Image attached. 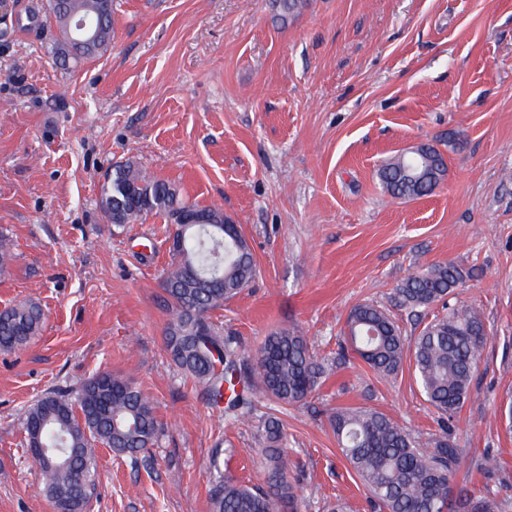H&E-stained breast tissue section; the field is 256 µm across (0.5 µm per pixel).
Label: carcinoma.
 Listing matches in <instances>:
<instances>
[{
	"mask_svg": "<svg viewBox=\"0 0 512 512\" xmlns=\"http://www.w3.org/2000/svg\"><path fill=\"white\" fill-rule=\"evenodd\" d=\"M55 21L67 27L73 14H91L96 39L78 50L66 47L59 59L79 62L107 51L112 42L113 9L97 14L99 0H56ZM307 0H276L284 22L298 15ZM447 172L443 153L421 143L412 155L398 154L379 172L386 191L400 199L431 194ZM101 203L110 223L131 224L149 214L175 226L172 267L162 282L173 317L165 329V348L174 364L214 406L251 413L248 394L293 406L321 379L349 358H359L379 377L391 379L412 354L414 373L425 400L450 424L470 398L472 380L487 331L475 307L450 303L466 273L448 261L409 274L396 288L399 307L424 327L413 341L384 308L359 303L347 314L345 342L333 359L320 358L294 330L266 337L250 368L240 364L239 345L212 321V313L247 288L256 275L250 244L240 225L216 207L187 203L172 183L152 177L136 164L112 167L101 186ZM194 215L200 224H184ZM437 314L424 322L428 311ZM42 309L31 301L0 310V350L25 346L38 334ZM342 456L369 492L379 512H512V500L482 491L451 492L460 451L443 436L424 441L386 414L366 407L336 409L330 418ZM161 429L153 403L129 379L110 372L88 379L76 393H49L26 414L24 430L31 447L57 448L60 461L47 463L33 454L41 489L55 512H84L94 489V445L138 462ZM267 485L244 486L222 474L210 490L211 512H294L297 494L286 479L283 425L275 417L261 425Z\"/></svg>",
	"mask_w": 512,
	"mask_h": 512,
	"instance_id": "cac0c4a2",
	"label": "carcinoma"
}]
</instances>
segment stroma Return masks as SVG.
<instances>
[{"instance_id":"1","label":"stroma","mask_w":512,"mask_h":512,"mask_svg":"<svg viewBox=\"0 0 512 512\" xmlns=\"http://www.w3.org/2000/svg\"><path fill=\"white\" fill-rule=\"evenodd\" d=\"M113 8L108 51L63 66L49 0H0V236L14 254L0 309L45 314L26 347L0 351V512H54L23 420L99 372L130 379L162 430L138 463L96 447L85 512H211L216 474L265 485L269 415L297 512L340 496L370 512L329 415L364 406L441 433L409 364L381 379L354 359L305 402L263 398L239 420L209 405L164 347L169 221L118 227L101 208L125 161L241 225L257 275L213 320L248 363L283 329L330 355L353 306L394 309L403 279L435 263L474 269L457 299L488 340L453 422L452 487L512 499V0H309L284 25L272 0ZM421 142L444 152V180L391 197L379 168Z\"/></svg>"}]
</instances>
